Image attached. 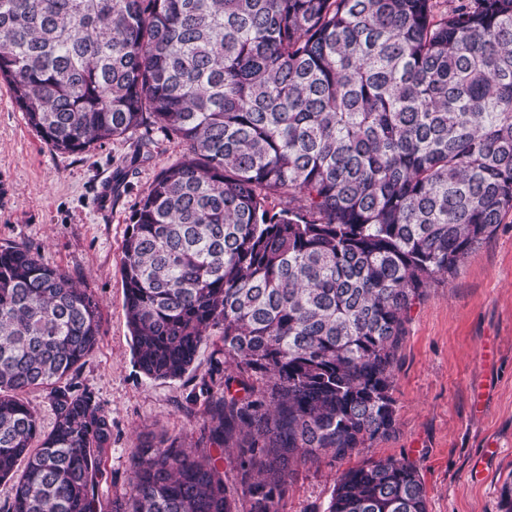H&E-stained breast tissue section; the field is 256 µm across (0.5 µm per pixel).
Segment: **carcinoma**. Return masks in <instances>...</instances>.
Wrapping results in <instances>:
<instances>
[{
	"label": "carcinoma",
	"mask_w": 512,
	"mask_h": 512,
	"mask_svg": "<svg viewBox=\"0 0 512 512\" xmlns=\"http://www.w3.org/2000/svg\"><path fill=\"white\" fill-rule=\"evenodd\" d=\"M453 2L0 0V78L55 150L147 123L185 149L123 243L135 366L181 379L216 339L196 445L146 438L104 504L112 419L71 382L102 308L0 246V512H283L294 462L391 434L413 306L512 214V0ZM326 512L428 510L387 457ZM23 399L38 414L43 430H50L53 423V415L48 404L46 392L40 388H32L23 394Z\"/></svg>",
	"instance_id": "obj_1"
}]
</instances>
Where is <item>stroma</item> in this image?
Returning <instances> with one entry per match:
<instances>
[{
	"label": "stroma",
	"mask_w": 512,
	"mask_h": 512,
	"mask_svg": "<svg viewBox=\"0 0 512 512\" xmlns=\"http://www.w3.org/2000/svg\"><path fill=\"white\" fill-rule=\"evenodd\" d=\"M183 146L154 126L82 154L53 151L12 104L0 81V246L22 244L67 271L99 300L104 320L94 354L72 377L112 419L100 498L127 489L147 433L195 442L196 401L214 346L199 348L184 378L154 380L135 366L124 310L122 242L129 217ZM393 433L342 460L298 463L287 512H324L338 477L368 460L404 458L417 468L428 512H499L512 476V223L479 243L411 312L394 365ZM499 453L483 457L488 443Z\"/></svg>",
	"instance_id": "1"
}]
</instances>
